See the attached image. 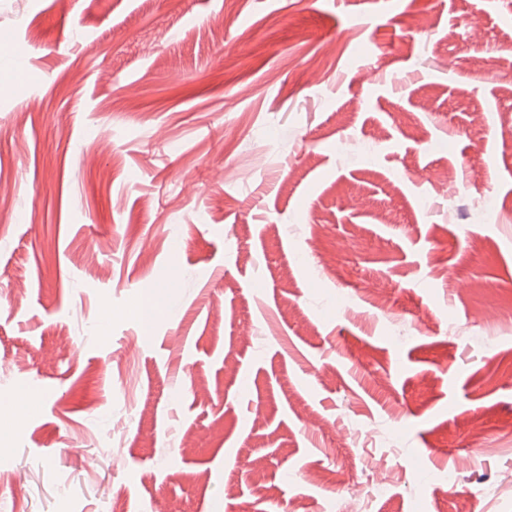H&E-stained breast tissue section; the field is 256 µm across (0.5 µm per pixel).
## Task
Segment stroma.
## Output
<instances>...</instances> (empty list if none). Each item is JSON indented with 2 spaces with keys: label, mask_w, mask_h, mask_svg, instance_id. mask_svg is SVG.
<instances>
[{
  "label": "stroma",
  "mask_w": 512,
  "mask_h": 512,
  "mask_svg": "<svg viewBox=\"0 0 512 512\" xmlns=\"http://www.w3.org/2000/svg\"><path fill=\"white\" fill-rule=\"evenodd\" d=\"M1 36L0 512H512V0Z\"/></svg>",
  "instance_id": "35a3bbf8"
}]
</instances>
